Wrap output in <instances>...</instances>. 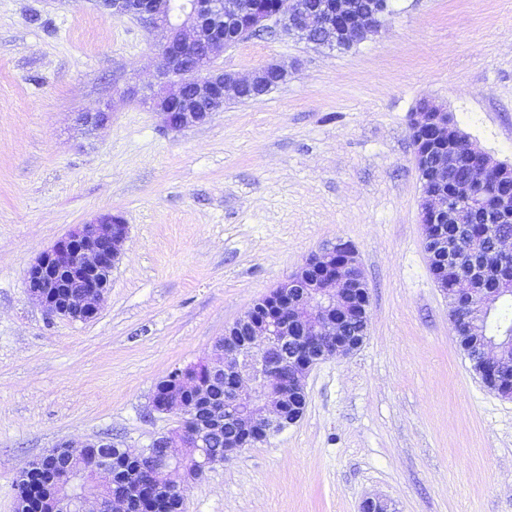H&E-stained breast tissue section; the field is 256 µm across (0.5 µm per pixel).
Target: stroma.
<instances>
[{"instance_id":"stroma-1","label":"stroma","mask_w":512,"mask_h":512,"mask_svg":"<svg viewBox=\"0 0 512 512\" xmlns=\"http://www.w3.org/2000/svg\"><path fill=\"white\" fill-rule=\"evenodd\" d=\"M349 49L278 32L217 57L289 77L172 130L114 87L158 82V38L93 0H0V512L62 439L137 453L178 424L152 406L171 371L323 245L350 244L369 291L362 345L311 369L301 419L182 485L183 512H512V398L490 391L431 272L410 119L430 100L512 165V0H390ZM105 109L96 130L81 112ZM127 226L88 322L25 277L94 215Z\"/></svg>"}]
</instances>
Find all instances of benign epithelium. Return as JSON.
Listing matches in <instances>:
<instances>
[{"instance_id": "benign-epithelium-1", "label": "benign epithelium", "mask_w": 512, "mask_h": 512, "mask_svg": "<svg viewBox=\"0 0 512 512\" xmlns=\"http://www.w3.org/2000/svg\"><path fill=\"white\" fill-rule=\"evenodd\" d=\"M283 0H182L179 11L172 0H96L105 17L131 15L160 33L158 68L169 85L148 95L147 107L172 129L208 122L224 110L228 94L240 100L247 92L264 95L270 76L281 79L287 70L276 62L255 69L243 79L238 73L213 65L224 50L275 24L303 37L318 36L338 48L363 42L379 33L385 0H320L309 7L294 0L288 13ZM415 161L423 184L421 224L430 267L454 272L455 334L475 332V315L488 317L493 303L512 293L504 277L512 273L509 241H495L491 255L497 263L465 257L464 236L445 235L442 224L465 230L474 215L487 224L512 222V165L491 161L474 143L464 146L454 137L455 121L442 106L423 101L411 118ZM470 154L465 174L448 180L457 168L461 147ZM127 226L110 213L79 224L64 239L43 251L29 266V298L48 313L85 322L98 312L97 303L110 286L112 268L126 238ZM344 256L336 271V255ZM369 295L363 270L351 246L338 241L310 255L288 280L253 305L224 329L213 359L203 361L209 381L203 383L181 369L155 390L157 411L189 419V428H177L155 438L136 454L118 447L109 437L78 445L61 441L53 454L34 460L17 481L18 501L26 512H131V499L112 496L104 503L83 488L84 478L106 473L107 484H125L139 470L138 484H154L176 498L180 482L196 478L217 456L204 452L205 438L232 424L224 457L296 423L306 401V376L319 361L353 353L362 340L346 336V323L361 312L368 320ZM479 376L492 390L504 388L500 371L512 364V351L487 341L479 352ZM360 512H393L391 503L367 497Z\"/></svg>"}]
</instances>
